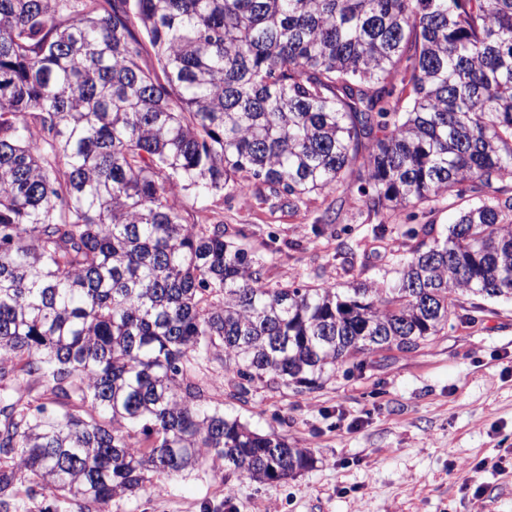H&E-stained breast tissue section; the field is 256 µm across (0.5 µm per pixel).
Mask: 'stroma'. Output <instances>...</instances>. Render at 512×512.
<instances>
[{"label": "stroma", "mask_w": 512, "mask_h": 512, "mask_svg": "<svg viewBox=\"0 0 512 512\" xmlns=\"http://www.w3.org/2000/svg\"><path fill=\"white\" fill-rule=\"evenodd\" d=\"M188 222L225 228L245 240L272 280L333 284L390 282L385 248L402 249L403 213L389 217L387 247L367 233L357 196L332 232L315 235L335 196H312L299 212L251 194H177ZM279 241L269 247L267 230ZM366 250L347 271L342 255ZM363 367H339L323 388L298 394L255 384L247 398L213 389L224 413L260 434L287 437L315 463L295 477L256 483L205 460L174 476L154 475L109 512H512V304L489 301L475 323L450 319L434 340L410 352L364 355Z\"/></svg>", "instance_id": "stroma-1"}]
</instances>
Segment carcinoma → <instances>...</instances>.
Segmentation results:
<instances>
[{
    "instance_id": "cac0c4a2",
    "label": "carcinoma",
    "mask_w": 512,
    "mask_h": 512,
    "mask_svg": "<svg viewBox=\"0 0 512 512\" xmlns=\"http://www.w3.org/2000/svg\"><path fill=\"white\" fill-rule=\"evenodd\" d=\"M178 188L463 206L340 290L271 281ZM465 294L512 301V0H0V512H105L208 457L306 470L201 368L314 392L476 321Z\"/></svg>"
}]
</instances>
